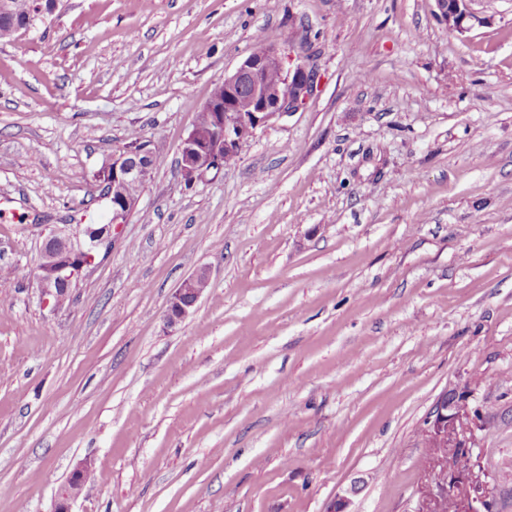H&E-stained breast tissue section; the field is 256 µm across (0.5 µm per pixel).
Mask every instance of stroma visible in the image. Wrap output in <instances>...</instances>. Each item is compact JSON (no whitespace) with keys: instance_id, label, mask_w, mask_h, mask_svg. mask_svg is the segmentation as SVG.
I'll list each match as a JSON object with an SVG mask.
<instances>
[{"instance_id":"1","label":"stroma","mask_w":512,"mask_h":512,"mask_svg":"<svg viewBox=\"0 0 512 512\" xmlns=\"http://www.w3.org/2000/svg\"><path fill=\"white\" fill-rule=\"evenodd\" d=\"M64 0L0 40V512H428L424 428L479 410L469 496L512 512V0ZM301 109L185 182L179 147L257 40ZM161 162L71 301L49 230L109 220L101 165ZM210 287L176 327L172 293ZM472 0H435L438 17L448 30L462 33L468 30V23L475 19L470 3ZM91 467L90 460H83L74 468L67 482L58 490L52 512H73L72 504L82 491L84 475Z\"/></svg>"}]
</instances>
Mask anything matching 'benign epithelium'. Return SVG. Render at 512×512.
I'll list each match as a JSON object with an SVG mask.
<instances>
[{
    "label": "benign epithelium",
    "instance_id": "7a95c632",
    "mask_svg": "<svg viewBox=\"0 0 512 512\" xmlns=\"http://www.w3.org/2000/svg\"><path fill=\"white\" fill-rule=\"evenodd\" d=\"M438 17L448 30L462 33L475 19L471 0H435ZM224 98L209 101L204 109L212 113L217 131L213 144L204 147L197 143L196 133L190 132L180 145L181 171L192 178L201 177L212 169L224 167V156L239 153L258 127L269 120L303 107L313 91V74L302 62L285 58L281 48L271 46L259 56L249 54L231 73L224 76ZM153 154L143 147L127 151L107 166L112 168V186L107 199L112 205V223L96 230L89 224L80 225L74 235L52 231L41 248L40 274L37 275L42 302L56 308L61 287L73 284L82 272L93 265L103 252H108L126 219L138 206L139 200L127 194L132 183L146 182L153 170L149 163ZM209 279L201 269L185 279L172 294L166 314L167 326L181 323L201 298L197 283ZM463 398L443 397L427 421L425 437L434 445L452 449V461L472 463L471 427H483L479 412H473L470 423L461 417ZM466 449L462 454L459 449ZM92 467L89 460L81 461L67 482L58 490L52 512H72V504L84 486V475Z\"/></svg>",
    "mask_w": 512,
    "mask_h": 512
}]
</instances>
